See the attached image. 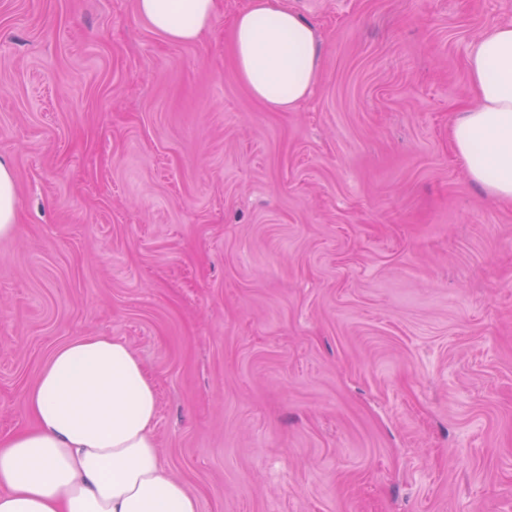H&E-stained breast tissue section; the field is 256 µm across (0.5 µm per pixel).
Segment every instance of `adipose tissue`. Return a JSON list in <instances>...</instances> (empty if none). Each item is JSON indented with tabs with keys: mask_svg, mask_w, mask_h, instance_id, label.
Listing matches in <instances>:
<instances>
[{
	"mask_svg": "<svg viewBox=\"0 0 512 512\" xmlns=\"http://www.w3.org/2000/svg\"><path fill=\"white\" fill-rule=\"evenodd\" d=\"M138 15L174 44L212 25L216 0H136ZM235 72L256 100L291 111L319 77L314 26L281 0H249L232 26ZM473 102L449 138L469 179L512 201V23L470 47ZM34 429L0 439V512H200L162 467L156 385L121 340L77 336L58 347L25 395Z\"/></svg>",
	"mask_w": 512,
	"mask_h": 512,
	"instance_id": "obj_1",
	"label": "adipose tissue"
}]
</instances>
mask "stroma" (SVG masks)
<instances>
[{"instance_id": "stroma-1", "label": "stroma", "mask_w": 512, "mask_h": 512, "mask_svg": "<svg viewBox=\"0 0 512 512\" xmlns=\"http://www.w3.org/2000/svg\"><path fill=\"white\" fill-rule=\"evenodd\" d=\"M135 0H0V438L76 336L128 344L201 512H512V203L448 130L512 0H287L318 84L238 82ZM16 181L13 167L5 157H0V237L16 229Z\"/></svg>"}]
</instances>
